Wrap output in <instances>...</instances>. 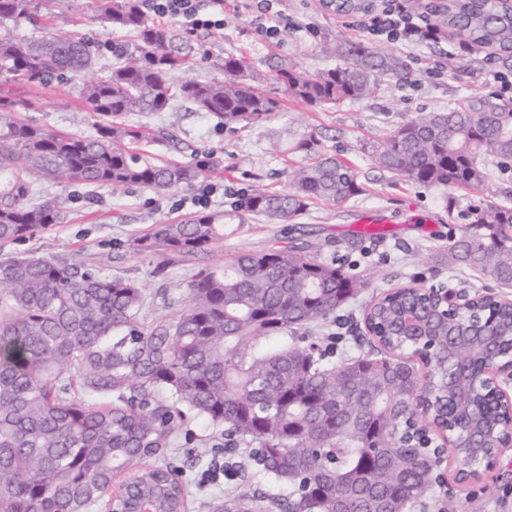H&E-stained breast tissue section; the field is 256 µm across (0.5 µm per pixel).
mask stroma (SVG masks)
Returning <instances> with one entry per match:
<instances>
[{"instance_id":"1","label":"stroma","mask_w":512,"mask_h":512,"mask_svg":"<svg viewBox=\"0 0 512 512\" xmlns=\"http://www.w3.org/2000/svg\"><path fill=\"white\" fill-rule=\"evenodd\" d=\"M364 20L360 13L314 10L310 0H288L281 12L262 10L259 0H231L220 35L193 32L182 21L172 20V28L192 47L197 61L193 75L201 81L223 79L228 56L243 59L261 72L268 64L282 61L315 75L335 66V58L327 55L323 46L338 40H361L402 55L412 76L403 85L393 81L382 84L370 99L346 101L329 109L296 100L281 85L271 84L267 90L280 106L259 127L239 124L222 128L178 100L165 112L130 115L129 123H145L173 135L171 146L154 144L151 152L184 161L198 151L210 150L223 157V169L195 187L179 188L162 197L139 187L114 193L107 188L94 191L85 185L69 186L63 190L68 198L63 223L17 244V251L78 258L95 264L106 275L143 283L148 298L146 315L151 318L163 309L162 295L184 297L194 275L206 266L223 263L226 251L310 243L319 258H336L372 272L365 293L338 313L335 324L318 332L323 345L329 346L338 360L364 347L363 308L387 289L416 281L427 286L445 284L468 295L489 291L512 297V287L500 286L467 269H449L444 260L449 239L463 230V213L480 198L478 191L403 182L374 165L363 149L382 131L412 117L479 98L512 103V92L499 94L491 86L497 77L512 83V59L491 56L487 49L469 46L445 32L438 42L407 48L387 36L363 32ZM46 27L98 38L100 60L95 74L100 78L108 76L119 52L134 47L133 34L104 35L92 9L76 12L66 0H59L51 12L41 13L37 22H11L7 30L15 37L31 39ZM270 27L275 30L271 36L266 33ZM461 55L473 61L472 72L466 76L457 75L452 68L453 60ZM79 85L76 78L54 77L29 86L0 72V98L12 102L22 118L56 131H76L73 114L83 106ZM287 130L298 135L320 132L325 147L353 167L363 193L339 204L313 202L294 224H271L260 216L243 224L227 223L223 241L206 254L137 256L127 251L126 241L151 225L194 211L227 208L251 184L287 191L288 172L301 158L270 147L271 141ZM366 212L383 220L384 236L359 235V220ZM212 455V449L192 444L172 454L191 479L190 512H205L203 501L223 496L229 487L224 483L203 489L197 486L196 478ZM433 497L461 499L464 512H512V451L498 461L493 480L465 487L452 482L438 485Z\"/></svg>"}]
</instances>
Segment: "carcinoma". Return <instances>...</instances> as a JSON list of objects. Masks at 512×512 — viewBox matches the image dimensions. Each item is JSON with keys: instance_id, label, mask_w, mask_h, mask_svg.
Listing matches in <instances>:
<instances>
[{"instance_id": "obj_1", "label": "carcinoma", "mask_w": 512, "mask_h": 512, "mask_svg": "<svg viewBox=\"0 0 512 512\" xmlns=\"http://www.w3.org/2000/svg\"><path fill=\"white\" fill-rule=\"evenodd\" d=\"M443 27L510 58L512 17L499 0H447L433 5ZM34 0H0V23L30 19ZM105 33L135 32L137 43L107 79L86 78L98 62L95 45L78 32L48 29L36 40L0 35V69L29 85L57 76H85L86 111L77 124L93 132L63 134L20 119L0 101V247L63 222L60 196L34 199L35 185L79 183L155 193L193 187L223 161L202 152L188 162L163 161L135 149L169 134L126 121L165 111L178 97L216 125H259L279 102L261 87L269 80L317 107L362 101L386 78L411 77L405 59L366 42L326 47L335 66L314 76L286 62L259 74L224 58V79L199 81L190 52L172 28L152 24L141 0H94ZM373 161L412 184L479 189L488 199L469 212L449 240L448 266H463L512 286V106L477 101L410 118L369 145ZM304 163L292 190L252 185L235 211L192 213L153 224L132 238L134 255L205 254L224 240V219L253 214L273 224L296 221L314 200L348 201L362 192L355 170L327 152L314 131L288 139ZM310 245L239 250L200 270L183 308L147 322L146 289L102 274L95 265L54 256L0 260V512H93L109 501L122 474L139 499L158 512H187L183 471L156 464L192 417L212 428L224 447L249 449L268 479L288 487L280 512H395L431 504L436 468L403 440L418 414L416 394L430 368L435 416L459 413L467 389L451 391L445 373L479 364L481 350L458 344L453 356L437 341L428 364L397 337L367 352L330 360L309 329L336 317L371 284V272L321 260ZM415 285L374 299L366 316L384 320ZM484 317L512 335V311L486 302ZM264 496L233 489L206 504L208 512H263ZM461 512V502L433 505Z\"/></svg>"}]
</instances>
